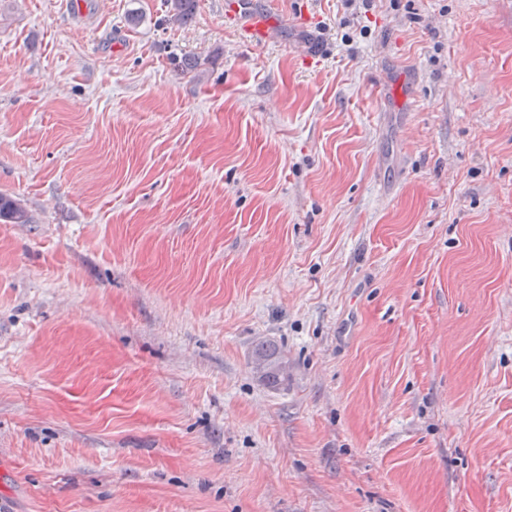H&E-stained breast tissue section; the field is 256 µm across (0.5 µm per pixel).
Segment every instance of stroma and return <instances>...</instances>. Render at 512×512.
I'll return each mask as SVG.
<instances>
[{
  "instance_id": "35a3bbf8",
  "label": "stroma",
  "mask_w": 512,
  "mask_h": 512,
  "mask_svg": "<svg viewBox=\"0 0 512 512\" xmlns=\"http://www.w3.org/2000/svg\"><path fill=\"white\" fill-rule=\"evenodd\" d=\"M71 2L0 0L10 512H512V0ZM253 368L268 384L282 382L288 375V362L266 347H261L255 353Z\"/></svg>"
}]
</instances>
